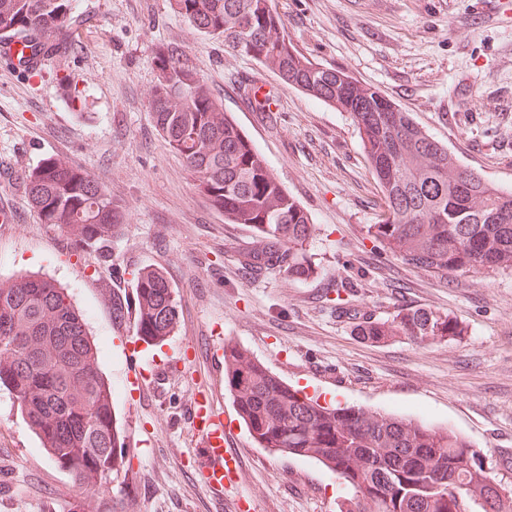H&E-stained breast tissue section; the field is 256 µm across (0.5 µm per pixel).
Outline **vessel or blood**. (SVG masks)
I'll return each mask as SVG.
<instances>
[{
	"label": "vessel or blood",
	"instance_id": "obj_1",
	"mask_svg": "<svg viewBox=\"0 0 512 512\" xmlns=\"http://www.w3.org/2000/svg\"><path fill=\"white\" fill-rule=\"evenodd\" d=\"M0 60L20 72L41 68L38 58L22 55L12 43L4 40L0 41ZM190 420L201 448L199 461L203 481L213 494H223L226 480L237 471L239 464L237 455L226 447L224 417L205 395L194 399Z\"/></svg>",
	"mask_w": 512,
	"mask_h": 512
}]
</instances>
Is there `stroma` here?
<instances>
[{
  "label": "stroma",
  "mask_w": 512,
  "mask_h": 512,
  "mask_svg": "<svg viewBox=\"0 0 512 512\" xmlns=\"http://www.w3.org/2000/svg\"><path fill=\"white\" fill-rule=\"evenodd\" d=\"M88 19L75 52L34 77L0 66V279L21 274L66 289L100 347L125 462L89 497L49 459L0 389V512H337L336 478L312 461L256 447L224 387L233 339L288 384L320 399L416 416L461 432L512 485V272L443 282L385 253L365 234L382 208L347 113L288 88L261 63L197 33L169 0H78ZM292 44L312 62L379 88L447 145L457 164L512 187V0H275ZM183 49L224 112L318 226L316 278H253L241 254L254 232L228 224L198 191L149 109L157 48ZM269 96L258 112L245 90ZM111 191L124 220L109 257L74 253L29 205L26 180L48 157ZM161 268L181 307L176 332L143 344V365L180 371L145 395L128 384L125 347L137 313L134 276ZM354 284L365 315L446 313L465 336L416 344L361 340L339 311L331 274ZM212 394L239 454L236 483L211 493L198 468L188 409Z\"/></svg>",
  "instance_id": "1"
}]
</instances>
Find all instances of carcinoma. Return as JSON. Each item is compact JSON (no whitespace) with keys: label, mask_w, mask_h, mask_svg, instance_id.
<instances>
[{"label":"carcinoma","mask_w":512,"mask_h":512,"mask_svg":"<svg viewBox=\"0 0 512 512\" xmlns=\"http://www.w3.org/2000/svg\"><path fill=\"white\" fill-rule=\"evenodd\" d=\"M170 5L201 34L273 66L288 86L349 114L384 199L378 221L366 225V236L383 250L444 280L512 270V189L455 164L447 146L378 88L299 53L274 0ZM79 16L76 0H0V34L44 62L63 59L75 51L68 27ZM155 66L149 103L155 126L224 221L257 233L243 264L254 272L283 269L296 280L309 278L315 269L308 246L316 231L310 214L179 49L159 48ZM28 200L75 251L108 256L122 206L87 172L48 158L29 176ZM135 288L137 336L164 340L179 319L169 281L146 266ZM353 331L372 343L399 338L424 344L461 336L465 327L446 314L401 307L386 319L361 316ZM224 386L259 447L315 461L336 475L346 491L339 512H512V487L496 494L481 450L449 426L361 406H323L299 396L233 340L224 341ZM2 387L47 454L85 493H98L118 472L124 446L97 348L63 289L45 278L0 281Z\"/></svg>","instance_id":"obj_1"}]
</instances>
